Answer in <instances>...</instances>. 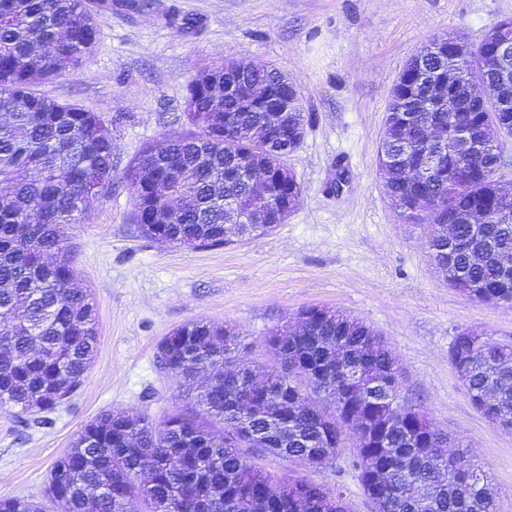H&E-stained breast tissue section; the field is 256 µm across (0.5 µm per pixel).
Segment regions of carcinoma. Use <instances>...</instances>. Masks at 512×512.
Returning <instances> with one entry per match:
<instances>
[{
	"instance_id": "carcinoma-1",
	"label": "carcinoma",
	"mask_w": 512,
	"mask_h": 512,
	"mask_svg": "<svg viewBox=\"0 0 512 512\" xmlns=\"http://www.w3.org/2000/svg\"><path fill=\"white\" fill-rule=\"evenodd\" d=\"M112 0H0V406L24 426L44 425L81 386L99 344L89 289L77 285L72 246L60 228L86 210L92 176L112 190V133L103 114L60 101L34 87L80 66L98 37L95 18ZM448 35L412 57L391 97L382 139L403 167L389 174L391 199L407 221L432 219L429 257L469 300L512 306V220L493 202L504 190L492 152L503 137L492 120L482 136L491 151L468 161L439 146L432 129H448V112H420L442 92L453 117L476 112L471 81L494 54L488 37L448 53ZM289 104L280 128L267 123L263 92ZM185 113L194 131L145 145L123 180L141 234L189 248L225 245L229 205L245 210L266 192L297 207L300 186L274 164L282 139L306 125L288 76L253 61L204 67L188 85ZM249 144L224 142V121ZM266 145L262 155L253 145ZM252 170L255 182L236 175ZM454 205H447L448 201ZM481 208L484 224L463 216ZM462 249L448 261V225ZM297 327L268 336L271 367L232 369L240 333L192 320L158 345L161 369L184 380L193 405L159 422L105 411L83 425L54 462L44 500L0 497V512H239L252 495L254 512H347L344 493L257 465L255 446L319 466L336 460L345 433L367 425L350 461L378 512H499V492L463 446L448 452V435L421 412L400 419L393 392L396 358L367 323L310 307ZM449 363L472 404L512 432V346L482 336H455Z\"/></svg>"
}]
</instances>
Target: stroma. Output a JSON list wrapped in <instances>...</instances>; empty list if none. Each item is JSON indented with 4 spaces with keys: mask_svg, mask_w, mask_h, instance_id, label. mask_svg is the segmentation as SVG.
<instances>
[{
    "mask_svg": "<svg viewBox=\"0 0 512 512\" xmlns=\"http://www.w3.org/2000/svg\"><path fill=\"white\" fill-rule=\"evenodd\" d=\"M512 0H150L146 12L98 17L83 65L41 92L102 112L112 129L110 194L69 225L81 286L98 309L100 346L75 395L44 426L19 425L0 407V496L40 499L55 460L81 425L107 409L157 421L188 402L156 361L160 341L195 319L236 325L240 360L272 364L270 332L307 307L337 309L376 329L398 359L400 402L419 406L461 441L512 512V433L471 403L448 362L464 328L512 345V307L464 298L428 257V222H405L385 193L377 153L391 90L433 39L475 42ZM245 59L285 72L308 116L288 165L302 200L272 232L191 249L142 236L123 182L142 147L186 133L183 102L206 65ZM341 191H334L337 174ZM345 454L325 465L266 455L259 466L341 487L349 512H374Z\"/></svg>",
    "mask_w": 512,
    "mask_h": 512,
    "instance_id": "1",
    "label": "stroma"
}]
</instances>
